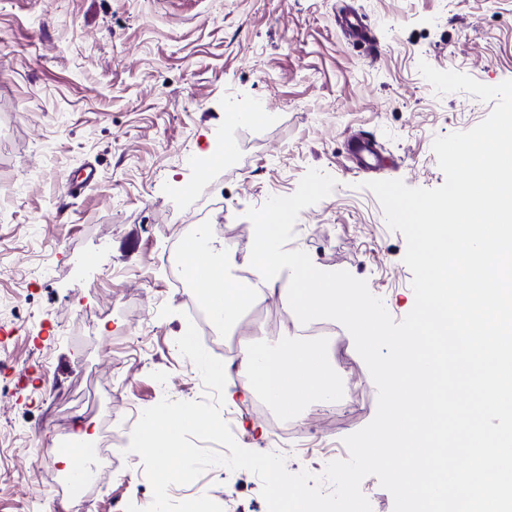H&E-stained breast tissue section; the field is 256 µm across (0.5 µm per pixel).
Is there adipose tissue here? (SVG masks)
Segmentation results:
<instances>
[{
    "mask_svg": "<svg viewBox=\"0 0 512 512\" xmlns=\"http://www.w3.org/2000/svg\"><path fill=\"white\" fill-rule=\"evenodd\" d=\"M240 364L248 374L243 392L264 394L283 414L296 415L310 398L326 404L335 397L334 373L317 346L301 342L270 353L247 343Z\"/></svg>",
    "mask_w": 512,
    "mask_h": 512,
    "instance_id": "ef3b65f1",
    "label": "adipose tissue"
}]
</instances>
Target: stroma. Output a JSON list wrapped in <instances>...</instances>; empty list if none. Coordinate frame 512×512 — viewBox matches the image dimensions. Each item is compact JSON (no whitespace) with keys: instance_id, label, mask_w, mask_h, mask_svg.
<instances>
[{"instance_id":"obj_1","label":"stroma","mask_w":512,"mask_h":512,"mask_svg":"<svg viewBox=\"0 0 512 512\" xmlns=\"http://www.w3.org/2000/svg\"><path fill=\"white\" fill-rule=\"evenodd\" d=\"M361 15L373 48L352 44L340 16ZM496 85L512 80V0H0V458L27 475L77 424H120L117 472L93 490L95 512L150 505L142 461L127 447L133 412L162 399L206 397L176 351L189 313L164 255L175 226L198 213L236 235L232 270L250 261L248 208L292 194L308 169L332 193L301 211L288 243L325 271L365 280L397 320L413 308L406 240L386 224L372 180L443 184L432 144L484 120L491 104L437 94L419 62ZM386 159L372 171L348 156L353 135ZM97 179L76 194L84 166ZM108 301L94 335L56 332L54 310ZM20 335H4L15 316ZM329 353L342 388L323 431L307 435L289 472L344 460L346 436L369 424L377 387L340 329ZM120 364L116 386L90 374ZM178 379L171 392L161 376ZM222 416L237 443L273 451L265 422L238 396ZM132 406L117 413L116 402ZM231 512H268L246 470H207L170 487Z\"/></svg>"}]
</instances>
